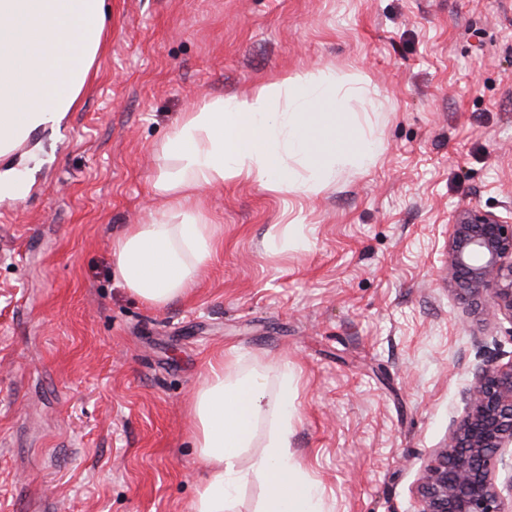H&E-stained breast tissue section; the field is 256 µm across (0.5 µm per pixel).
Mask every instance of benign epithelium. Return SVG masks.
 Returning <instances> with one entry per match:
<instances>
[{"mask_svg":"<svg viewBox=\"0 0 512 512\" xmlns=\"http://www.w3.org/2000/svg\"><path fill=\"white\" fill-rule=\"evenodd\" d=\"M448 279L475 305L512 321V215L457 212L448 230ZM464 401L448 445L424 468L418 512H512V362L485 356Z\"/></svg>","mask_w":512,"mask_h":512,"instance_id":"1","label":"benign epithelium"}]
</instances>
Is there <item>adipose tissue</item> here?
<instances>
[{
    "label": "adipose tissue",
    "instance_id": "adipose-tissue-1",
    "mask_svg": "<svg viewBox=\"0 0 512 512\" xmlns=\"http://www.w3.org/2000/svg\"><path fill=\"white\" fill-rule=\"evenodd\" d=\"M105 0H0V159L29 133L57 126L76 111L106 44ZM363 75L306 73L183 113L152 177L164 214L131 224L112 241L123 284L151 307L186 297L215 253L216 227L192 208L194 191L226 177L260 180L279 192L310 195L336 161L371 160L377 145L344 117L342 96L368 93ZM233 355L209 363L191 407L193 443L206 475L193 512H231L248 474L269 488L262 512H319V489L288 452L296 410L293 378L280 374L274 395L256 371ZM264 451L250 470L239 466L258 425Z\"/></svg>",
    "mask_w": 512,
    "mask_h": 512
}]
</instances>
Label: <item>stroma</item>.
<instances>
[{
  "label": "stroma",
  "mask_w": 512,
  "mask_h": 512,
  "mask_svg": "<svg viewBox=\"0 0 512 512\" xmlns=\"http://www.w3.org/2000/svg\"><path fill=\"white\" fill-rule=\"evenodd\" d=\"M75 114L0 198V512H190L206 471L189 405L209 360L287 368L290 453L323 512H416L429 452L512 322L448 280L455 211L512 205V0H106ZM362 73L342 99L380 151L310 197L244 177L201 191L220 244L163 309L112 240L165 203L183 113L284 75Z\"/></svg>",
  "instance_id": "obj_1"
}]
</instances>
